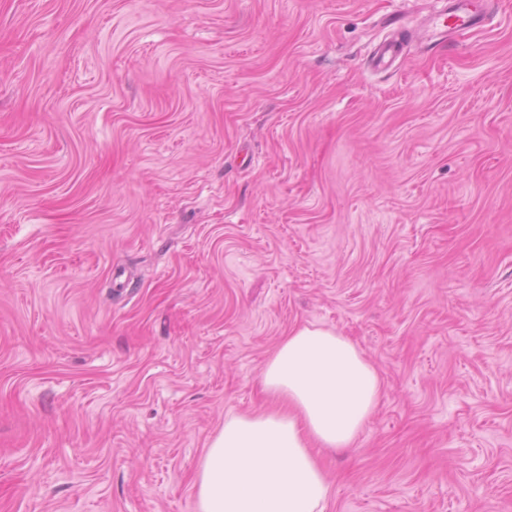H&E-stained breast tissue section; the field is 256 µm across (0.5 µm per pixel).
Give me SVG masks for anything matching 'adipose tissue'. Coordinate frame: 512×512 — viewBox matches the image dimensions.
I'll use <instances>...</instances> for the list:
<instances>
[{
  "instance_id": "ef3b65f1",
  "label": "adipose tissue",
  "mask_w": 512,
  "mask_h": 512,
  "mask_svg": "<svg viewBox=\"0 0 512 512\" xmlns=\"http://www.w3.org/2000/svg\"><path fill=\"white\" fill-rule=\"evenodd\" d=\"M279 407L225 416L193 485L195 512H324L312 446L355 445L382 392L375 366L332 328L291 331L261 371Z\"/></svg>"
}]
</instances>
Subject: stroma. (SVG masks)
Returning <instances> with one entry per match:
<instances>
[{"label":"stroma","mask_w":512,"mask_h":512,"mask_svg":"<svg viewBox=\"0 0 512 512\" xmlns=\"http://www.w3.org/2000/svg\"><path fill=\"white\" fill-rule=\"evenodd\" d=\"M0 0V512H194L264 362L376 366L325 512H512V0ZM484 22L483 6L479 9L473 0H449L448 8L436 12L429 20L428 30L421 34L430 37L434 34H445L453 28H476ZM428 32V34H427ZM408 40V32L405 29L395 28L373 53L371 59L373 68L377 70L392 68L396 60L403 54Z\"/></svg>","instance_id":"stroma-1"}]
</instances>
